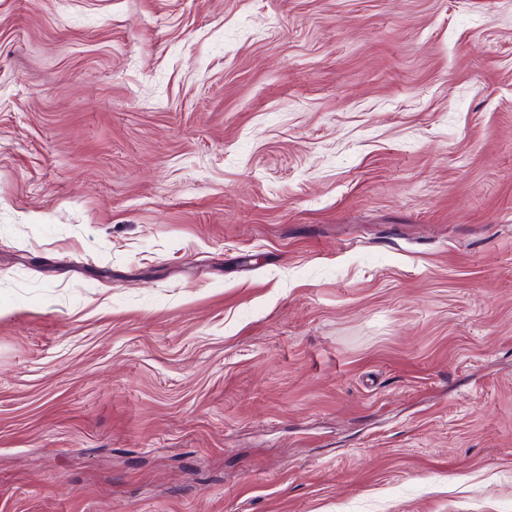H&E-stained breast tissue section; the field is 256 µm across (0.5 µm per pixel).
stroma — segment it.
Returning <instances> with one entry per match:
<instances>
[{
  "label": "stroma",
  "instance_id": "35a3bbf8",
  "mask_svg": "<svg viewBox=\"0 0 512 512\" xmlns=\"http://www.w3.org/2000/svg\"><path fill=\"white\" fill-rule=\"evenodd\" d=\"M0 512H512V0H0Z\"/></svg>",
  "mask_w": 512,
  "mask_h": 512
}]
</instances>
